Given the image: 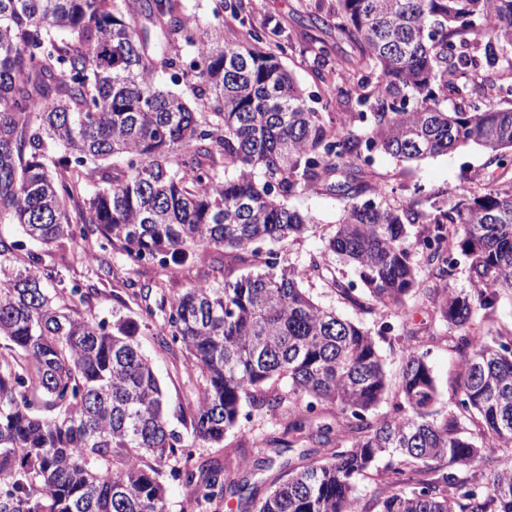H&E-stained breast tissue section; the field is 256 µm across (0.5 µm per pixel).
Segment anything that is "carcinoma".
<instances>
[{
	"instance_id": "1",
	"label": "carcinoma",
	"mask_w": 512,
	"mask_h": 512,
	"mask_svg": "<svg viewBox=\"0 0 512 512\" xmlns=\"http://www.w3.org/2000/svg\"><path fill=\"white\" fill-rule=\"evenodd\" d=\"M147 2L154 35L130 0H0V221L44 246L98 234L101 251L166 272L207 249L242 265L174 295L155 338L185 349L201 378L194 439L219 445L243 407L286 399L288 439L268 440L276 457L262 465L323 449L279 464L277 486L249 494L247 512H358L356 484L373 473L363 512H512V330L479 322L512 290V83H477L487 71L512 77V0H336L326 20L358 50L337 77L355 92L362 134L355 117L333 125L308 106L278 60V27L230 41L178 0ZM243 11L244 0H215L217 14ZM364 66L379 71L370 87ZM163 76L190 84L200 107ZM450 94L462 100L451 112L438 104ZM465 146L497 163L490 189L395 208L369 194L365 153L416 161ZM114 156L126 169L70 213L84 169ZM318 184L343 213L299 269L264 246L307 230L287 200ZM458 249L477 294L420 288L416 257L435 282L453 274ZM332 259L356 280L328 287L366 313L419 292L437 302L461 356L453 410L436 409L423 350L440 331L420 336L404 321L398 401L375 418L389 381L374 334L302 288ZM41 265L0 237V512H165L161 469L181 439L137 340L152 308L97 320L80 309L88 292ZM225 471L211 461L177 476L201 510L223 497Z\"/></svg>"
}]
</instances>
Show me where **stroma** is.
Here are the masks:
<instances>
[{"label":"stroma","mask_w":512,"mask_h":512,"mask_svg":"<svg viewBox=\"0 0 512 512\" xmlns=\"http://www.w3.org/2000/svg\"><path fill=\"white\" fill-rule=\"evenodd\" d=\"M336 0H245L243 19L231 18L228 13L214 14L213 0H180L182 10L189 14L201 29H220L224 36L245 40L250 32L261 29L264 24L278 26L280 40L287 46V53L281 61L293 77L296 85L308 98L314 109L328 108L331 117H338L351 111L352 106L337 94L339 82L334 73H327L325 79H318L315 52L322 44L332 47V63L346 65L356 53L351 47L337 41L336 33L327 27L324 18ZM489 157L475 147L467 146L453 152L424 159L419 162H400L382 152L373 153L366 165V178L374 192L379 193L383 202L392 206L408 200L414 188L423 193H439L454 197L466 194L477 186L472 172H487ZM292 208L308 213L316 222L297 240L279 244L280 254L290 263L303 266L309 254L323 246V239L332 233L341 216L343 202L325 186L316 185L301 195L291 198ZM97 237L80 244L57 243L42 249L44 265L60 271L66 283H77L90 290L91 295L83 309L99 319L115 320L138 313L143 302L160 304L200 281L212 280V266L220 253L214 249L198 253L194 262L175 273L163 272L155 261L146 259L131 263L118 251L108 252L111 264L110 275H102L94 256L98 254ZM338 276L352 279L350 267L332 264L320 273L311 275L306 286L313 299L324 306L336 309L343 318L360 323L364 328L377 330L380 323L392 325L387 338L379 340L378 347L384 361L389 380H397L400 370L401 342L399 337L403 326L421 331L429 327L437 310L436 304L428 298L407 299L403 310L378 308L366 313L344 303L335 292L327 288L326 281ZM147 283L152 287L149 300L133 295L131 282ZM154 323H147L140 330V345L143 353L152 361L168 402V423L171 429L180 433L187 450L192 453V466H199L209 460L226 462L227 474L237 483L248 484L256 497H263L271 490L279 472L264 469L259 464L256 443L282 436L283 419L288 414L287 403L264 407L261 412L240 418L236 429L226 433L223 443L208 445L195 441L190 425L180 416L182 408L188 407L195 397L199 383L197 375L190 368L185 350L179 347L169 349L159 346L153 333ZM429 362L439 384V410L452 409L457 398V376L461 357L453 347L452 340L442 339L432 344ZM247 434L251 444L239 448L240 434Z\"/></svg>","instance_id":"1"}]
</instances>
